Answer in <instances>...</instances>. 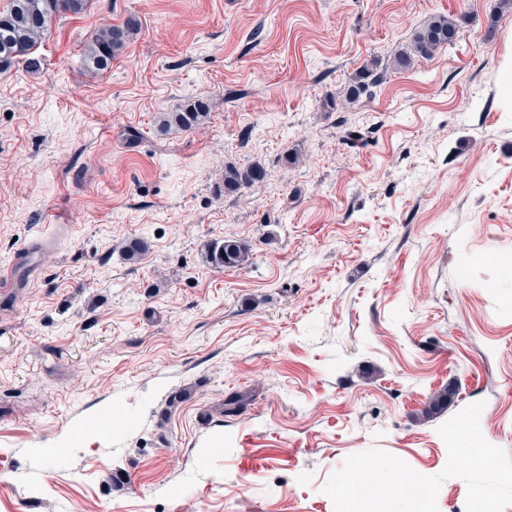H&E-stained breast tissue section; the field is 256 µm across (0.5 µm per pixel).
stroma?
Segmentation results:
<instances>
[{
  "label": "stroma",
  "instance_id": "obj_1",
  "mask_svg": "<svg viewBox=\"0 0 512 512\" xmlns=\"http://www.w3.org/2000/svg\"><path fill=\"white\" fill-rule=\"evenodd\" d=\"M500 2L89 0L39 70L0 68V265L66 227L0 313V512H334L348 456L437 474L439 427L477 402L512 455ZM440 14L470 22L393 69ZM131 18L90 72L85 45ZM372 63L383 81L345 103ZM197 98L200 128L159 130ZM230 164L266 179L225 195ZM232 237L249 261L215 267ZM138 31L136 23L129 20L123 25H108L87 44L84 61L95 73L111 69L112 59L131 41Z\"/></svg>",
  "mask_w": 512,
  "mask_h": 512
}]
</instances>
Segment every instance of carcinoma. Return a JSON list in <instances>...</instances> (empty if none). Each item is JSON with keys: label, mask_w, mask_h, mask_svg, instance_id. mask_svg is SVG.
Listing matches in <instances>:
<instances>
[{"label": "carcinoma", "mask_w": 512, "mask_h": 512, "mask_svg": "<svg viewBox=\"0 0 512 512\" xmlns=\"http://www.w3.org/2000/svg\"><path fill=\"white\" fill-rule=\"evenodd\" d=\"M89 0H11L7 11L0 13V67L21 58L27 68L37 70L41 58L36 55L40 43L50 32L53 20L62 13L80 14ZM462 17L453 14L438 15L427 25L418 29L413 36L414 55L429 58L441 47L454 44L461 30ZM138 31L136 23L129 20L122 25H108L87 44L84 61L87 68L95 73L111 69L112 59L131 41ZM375 83L381 76L372 74L368 68L361 72L346 91V100L354 102L365 91V80ZM207 103L196 99L179 112H168L161 116L164 127L176 126L182 130L196 129L206 118ZM265 171L258 165L224 167V192L238 191L245 185L264 180ZM250 257L249 246L241 241L228 239L218 250L211 253V261L224 268H236L246 264ZM453 388L434 392L424 409V416L430 418L439 414L454 397Z\"/></svg>", "instance_id": "cac0c4a2"}]
</instances>
